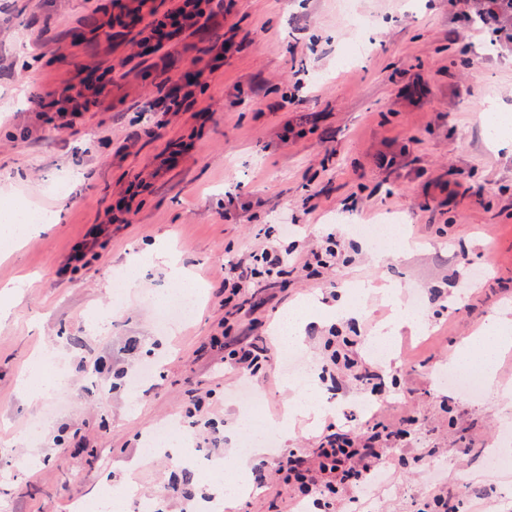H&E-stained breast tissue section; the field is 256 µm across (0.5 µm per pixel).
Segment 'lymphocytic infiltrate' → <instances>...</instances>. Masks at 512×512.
Masks as SVG:
<instances>
[{"mask_svg": "<svg viewBox=\"0 0 512 512\" xmlns=\"http://www.w3.org/2000/svg\"><path fill=\"white\" fill-rule=\"evenodd\" d=\"M120 16L136 20L140 25L137 47L141 55L166 57L168 48L200 30L223 28L232 12L233 0H170L166 9L151 6L150 0H113ZM234 46L233 39H219L205 48V67L184 73L177 79H164L163 95L148 104L151 112H190L199 91L208 86L206 75L224 64V56ZM104 84L74 81L60 89L47 91L39 100L42 112L52 113L60 126L73 127L90 108L101 105ZM342 256L335 234H327L319 246L309 249L303 257L280 241L266 242L245 258L239 259L224 276L227 300L243 299L251 286L269 277H281L294 266H301L308 276L318 277L336 269ZM391 450L384 443L378 428L366 432H337L328 425L312 454L302 456L281 450L275 473L282 486L292 487V499L314 496L325 499L337 485L353 483L366 488L374 481L389 460Z\"/></svg>", "mask_w": 512, "mask_h": 512, "instance_id": "obj_1", "label": "lymphocytic infiltrate"}]
</instances>
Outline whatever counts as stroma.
Wrapping results in <instances>:
<instances>
[{
    "label": "stroma",
    "instance_id": "stroma-1",
    "mask_svg": "<svg viewBox=\"0 0 512 512\" xmlns=\"http://www.w3.org/2000/svg\"><path fill=\"white\" fill-rule=\"evenodd\" d=\"M471 0V19L452 18L448 0H353L367 15L368 54L343 61L356 41L342 0H235L230 24L245 49L209 74L198 99L206 117L170 112L146 131L141 109L164 75L188 68L214 34L184 40L158 68L138 54L136 28L107 39L112 0H0V218L25 204L49 224L0 250V287L14 286L0 318V512H76L112 485L129 486L127 512L143 503L174 512L167 490L183 481L206 498L213 475L171 456L144 457V437L183 417L192 394H208L214 415L243 418L247 396L274 426L296 392L284 385L278 356L257 379L239 381L212 337L230 330L250 341L253 322L273 333L281 311L313 297L343 302L347 287L371 282L358 318L330 325L315 318L301 352L321 374L330 328L335 347L377 367L382 395L353 375L322 380L331 406L317 422H296L291 438L251 454V469L271 472L274 451L312 454L328 424L360 430L401 411L411 422L394 446L390 493L375 512H422L444 493L454 512H512V472L487 470L512 423V348L498 359L493 387L478 396L444 385L439 372L486 319L512 321V149L484 132L487 106L512 115V17L487 32ZM110 74L102 106L74 127L40 112L45 91L75 78ZM306 97L287 104L296 78ZM296 134L281 140L284 123ZM188 144L179 162L167 153ZM393 156L379 167V154ZM138 187L127 223L106 209ZM319 193L320 207L303 202ZM394 220L411 246L373 263L360 243L345 245L351 265L320 279L297 272L288 283L256 284L247 302L224 303V269L262 245V229L296 227L302 246L324 226ZM105 224L100 257L63 273L94 225ZM166 243L202 290L191 321L160 329L152 300L178 285L161 264L128 268L135 253ZM422 293L425 324L402 328L389 362L366 343L392 311L382 287ZM62 353L67 378L51 398L29 400L32 362ZM105 357L110 373L97 376ZM81 439L75 456L56 438ZM288 499L253 483L212 512H286Z\"/></svg>",
    "mask_w": 512,
    "mask_h": 512
}]
</instances>
